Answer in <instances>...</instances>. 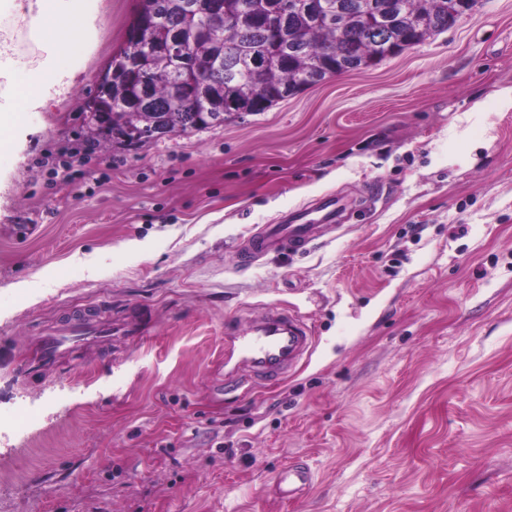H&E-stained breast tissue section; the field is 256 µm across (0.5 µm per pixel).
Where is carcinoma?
<instances>
[{
  "label": "carcinoma",
  "mask_w": 512,
  "mask_h": 512,
  "mask_svg": "<svg viewBox=\"0 0 512 512\" xmlns=\"http://www.w3.org/2000/svg\"><path fill=\"white\" fill-rule=\"evenodd\" d=\"M192 0H139L128 26L136 23L153 28V42L179 38L183 52L172 58L155 56L151 64L154 77L148 88L150 106L140 108L130 99L141 97L140 74L128 75L121 95L103 85L85 109V123L100 135L119 143L141 142L152 137L147 122L159 115L172 132L201 131L222 123L206 118V106L199 88L217 83L224 91V113L232 117L244 109L252 114L264 112L274 104L294 95L301 76L314 59L336 61L339 56L351 57L357 64L374 66L387 58V42L378 41L383 32L376 31L380 19L354 9L357 0H342L346 14V37L337 39L336 20L311 25L305 12L294 0L283 8L288 27L293 30L294 43L263 25L249 28H225L204 38L196 33L198 21L189 16L187 5ZM235 12L261 15L271 0H224ZM407 19L420 21L411 39L420 44L448 30V0H403ZM264 66L262 85L252 81L253 62Z\"/></svg>",
  "instance_id": "carcinoma-1"
}]
</instances>
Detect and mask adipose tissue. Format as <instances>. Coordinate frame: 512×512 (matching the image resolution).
Masks as SVG:
<instances>
[{"instance_id":"ef3b65f1","label":"adipose tissue","mask_w":512,"mask_h":512,"mask_svg":"<svg viewBox=\"0 0 512 512\" xmlns=\"http://www.w3.org/2000/svg\"><path fill=\"white\" fill-rule=\"evenodd\" d=\"M2 11L25 24L43 60L31 67L0 40V154L14 151L25 113L45 106L52 87L64 91L71 86L75 69H56V59L85 39L95 23L88 0H0ZM49 73L54 76L50 82L45 79Z\"/></svg>"}]
</instances>
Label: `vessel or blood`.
<instances>
[{
  "label": "vessel or blood",
  "mask_w": 512,
  "mask_h": 512,
  "mask_svg": "<svg viewBox=\"0 0 512 512\" xmlns=\"http://www.w3.org/2000/svg\"><path fill=\"white\" fill-rule=\"evenodd\" d=\"M320 230L308 212L288 214L285 223L267 225L240 251L237 261L244 266L256 263L279 248L300 252L316 239ZM145 320L139 317H116L110 320L75 319L35 339L31 367L48 369L71 355L78 346L101 345L115 338L144 336ZM312 327L298 312L283 306L267 307L261 317L224 329V389L229 393H248L257 385H276L303 363L315 346ZM313 473L300 460L282 466L276 481L288 497L302 494L310 485Z\"/></svg>",
  "instance_id": "obj_1"
}]
</instances>
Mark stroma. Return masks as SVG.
<instances>
[{
    "instance_id": "35a3bbf8",
    "label": "stroma",
    "mask_w": 512,
    "mask_h": 512,
    "mask_svg": "<svg viewBox=\"0 0 512 512\" xmlns=\"http://www.w3.org/2000/svg\"><path fill=\"white\" fill-rule=\"evenodd\" d=\"M136 6L89 0L74 85L0 155V512H512V0L223 126L93 142ZM326 194L344 227L237 267ZM103 303L149 340L20 374ZM270 305L307 317L308 362L221 395L225 323ZM312 479L313 473L310 467L300 460L285 464L276 475L279 488L289 498L302 494L308 488Z\"/></svg>"
}]
</instances>
